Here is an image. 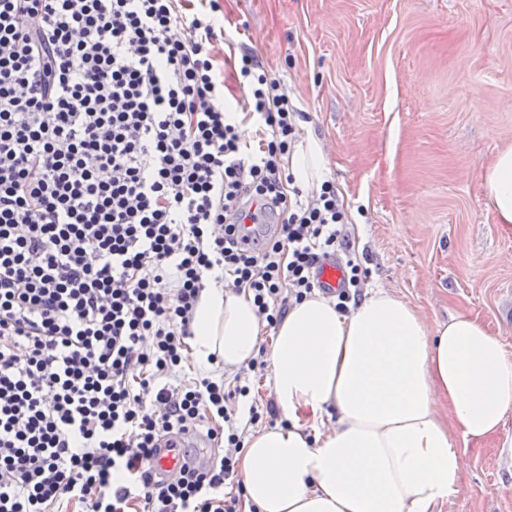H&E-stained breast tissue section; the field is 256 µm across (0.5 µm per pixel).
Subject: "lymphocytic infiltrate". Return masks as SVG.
<instances>
[{"instance_id":"1","label":"lymphocytic infiltrate","mask_w":512,"mask_h":512,"mask_svg":"<svg viewBox=\"0 0 512 512\" xmlns=\"http://www.w3.org/2000/svg\"><path fill=\"white\" fill-rule=\"evenodd\" d=\"M220 10L0 0V512H240L248 390L176 375L207 278L274 327L339 256L337 307L360 300L336 186H294L298 111L248 47L226 107ZM204 422L223 456L154 478ZM186 444L189 445L182 437L180 442L170 443L167 448L164 447L165 442L162 443V450L157 458L158 471L168 474L177 472L181 465L180 457L183 448H188Z\"/></svg>"}]
</instances>
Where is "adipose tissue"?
<instances>
[{"mask_svg":"<svg viewBox=\"0 0 512 512\" xmlns=\"http://www.w3.org/2000/svg\"><path fill=\"white\" fill-rule=\"evenodd\" d=\"M290 167L320 187L322 148L298 144ZM479 190L512 229L511 143L483 167ZM191 328L203 370L248 365L263 342L251 296L213 279ZM268 361L286 423L244 441L245 512H435L460 488V442L498 434L512 412V356L485 321L460 312L433 328L378 289L347 314L317 293L294 303Z\"/></svg>","mask_w":512,"mask_h":512,"instance_id":"ef3b65f1","label":"adipose tissue"}]
</instances>
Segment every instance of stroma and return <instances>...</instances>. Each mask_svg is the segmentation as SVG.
Returning a JSON list of instances; mask_svg holds the SVG:
<instances>
[{"label":"stroma","mask_w":512,"mask_h":512,"mask_svg":"<svg viewBox=\"0 0 512 512\" xmlns=\"http://www.w3.org/2000/svg\"><path fill=\"white\" fill-rule=\"evenodd\" d=\"M322 146L365 288L430 323L484 320L512 353V229L479 191L512 143V0H222ZM441 512H512V413L462 447Z\"/></svg>","instance_id":"35a3bbf8"}]
</instances>
